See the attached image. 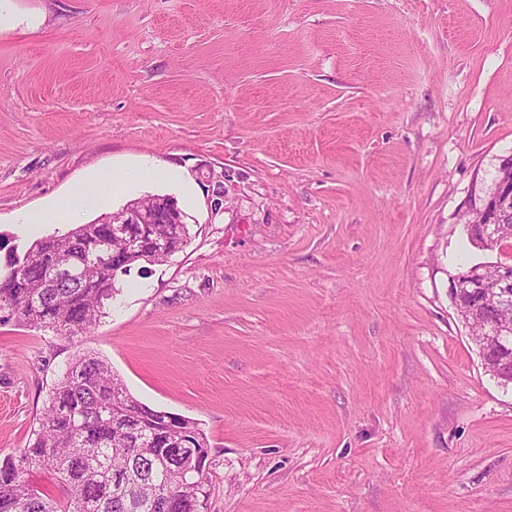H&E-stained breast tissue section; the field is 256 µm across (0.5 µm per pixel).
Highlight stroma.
Segmentation results:
<instances>
[{
    "label": "stroma",
    "instance_id": "35a3bbf8",
    "mask_svg": "<svg viewBox=\"0 0 512 512\" xmlns=\"http://www.w3.org/2000/svg\"><path fill=\"white\" fill-rule=\"evenodd\" d=\"M0 260L99 169L190 239L75 341L0 324V457L75 356L208 439L207 512H512V384L450 298L512 155V0H11Z\"/></svg>",
    "mask_w": 512,
    "mask_h": 512
}]
</instances>
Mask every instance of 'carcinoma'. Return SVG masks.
<instances>
[{
  "label": "carcinoma",
  "mask_w": 512,
  "mask_h": 512,
  "mask_svg": "<svg viewBox=\"0 0 512 512\" xmlns=\"http://www.w3.org/2000/svg\"><path fill=\"white\" fill-rule=\"evenodd\" d=\"M110 224H78L11 251L0 266V323L18 321L74 338L103 316L119 277L138 266L128 257L112 273ZM182 422L202 448L194 420L139 403L112 368L79 355L52 387L32 443L0 459V512H204L209 480L179 455ZM52 474L57 492L29 484Z\"/></svg>",
  "instance_id": "cac0c4a2"
}]
</instances>
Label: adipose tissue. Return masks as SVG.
I'll use <instances>...</instances> for the list:
<instances>
[{"label":"adipose tissue","mask_w":512,"mask_h":512,"mask_svg":"<svg viewBox=\"0 0 512 512\" xmlns=\"http://www.w3.org/2000/svg\"><path fill=\"white\" fill-rule=\"evenodd\" d=\"M143 176L142 171L120 166L95 172L86 182L73 189L62 204V214L42 212L25 215L24 224H54L59 218L73 220L83 210L104 206L113 194L129 188Z\"/></svg>","instance_id":"adipose-tissue-1"}]
</instances>
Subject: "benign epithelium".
Listing matches in <instances>:
<instances>
[{"mask_svg": "<svg viewBox=\"0 0 512 512\" xmlns=\"http://www.w3.org/2000/svg\"><path fill=\"white\" fill-rule=\"evenodd\" d=\"M494 212L504 213L512 208V158L502 160L496 179V192L491 198ZM185 214L177 202L167 196H153L138 199L127 204L123 209L108 214L105 223L112 225V236L121 238L125 250L129 253L141 252L139 241L132 238L127 229L129 224H168L184 223ZM509 230L507 224L494 225V232H489V224H466V231L473 242L484 248L494 249L502 240V234ZM171 234L157 232L149 234L150 247L154 255L173 254L169 247ZM450 295L455 309L462 319L485 322L483 312L477 304L506 305L512 301V266L495 264L494 276L488 275V266L479 263L458 274L452 281ZM485 371L506 383H512V356L504 355L496 360L483 358ZM181 456L186 464L195 470H206L208 455L196 447L189 437H183Z\"/></svg>", "mask_w": 512, "mask_h": 512, "instance_id": "obj_1", "label": "benign epithelium"}]
</instances>
